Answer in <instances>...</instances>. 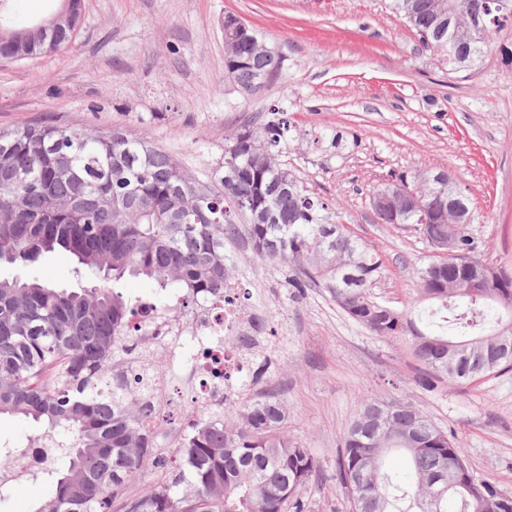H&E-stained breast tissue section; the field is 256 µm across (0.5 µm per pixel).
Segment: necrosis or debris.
<instances>
[{
	"label": "necrosis or debris",
	"mask_w": 512,
	"mask_h": 512,
	"mask_svg": "<svg viewBox=\"0 0 512 512\" xmlns=\"http://www.w3.org/2000/svg\"><path fill=\"white\" fill-rule=\"evenodd\" d=\"M239 293V282L229 280L223 301L199 297L193 309L171 315L142 338L166 352L170 370L189 367L188 386L211 406L243 396V376L262 355L257 313L241 303ZM246 333L253 338L247 350L239 345Z\"/></svg>",
	"instance_id": "1"
}]
</instances>
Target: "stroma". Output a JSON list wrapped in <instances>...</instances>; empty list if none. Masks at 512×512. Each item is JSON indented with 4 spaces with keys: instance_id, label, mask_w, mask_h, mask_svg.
I'll return each mask as SVG.
<instances>
[{
    "instance_id": "stroma-1",
    "label": "stroma",
    "mask_w": 512,
    "mask_h": 512,
    "mask_svg": "<svg viewBox=\"0 0 512 512\" xmlns=\"http://www.w3.org/2000/svg\"><path fill=\"white\" fill-rule=\"evenodd\" d=\"M257 29L283 57L263 94L244 97L224 76L226 14ZM454 69L426 51L392 0H82L72 43L32 60H0V129L34 124L115 127L150 138L200 178L215 174L251 116L283 111L288 170L382 263L373 293L407 303L432 250L418 233L380 223L374 186L390 174L444 169L468 200L477 259L512 268V79L502 48ZM232 274L273 313L270 378L290 438L320 460L304 512H349L337 456L362 402L411 404L452 433L477 481L512 497V369L463 384H418L403 342L351 320L322 288L295 296L289 270L230 244ZM71 257L48 254L1 277L79 288Z\"/></svg>"
}]
</instances>
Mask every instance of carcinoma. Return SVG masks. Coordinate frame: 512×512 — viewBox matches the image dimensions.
Here are the masks:
<instances>
[{"label": "carcinoma", "mask_w": 512, "mask_h": 512, "mask_svg": "<svg viewBox=\"0 0 512 512\" xmlns=\"http://www.w3.org/2000/svg\"><path fill=\"white\" fill-rule=\"evenodd\" d=\"M461 6L466 26L443 22ZM426 50L452 67L473 65L490 34L512 23V0H393ZM29 30L28 49L0 41V59L26 60L68 46L76 26ZM283 63L254 29L224 44V74L246 96L261 94V76ZM287 120L241 127L224 148L215 181L189 174L151 140L114 128L54 124L12 129L0 140V264L27 265L48 253L73 258L78 274L97 282L58 288L22 277L0 278V418L43 424L52 452L65 451L47 479L51 496L31 512H303L301 492L320 472L304 443L288 437V410L276 389L199 402L169 443L161 411L148 400L154 371L129 355L138 333L170 297L175 313L200 294L219 298L232 259L224 242L246 236L260 260L291 265L296 288H324L354 321L380 337L402 339L427 371L422 388L443 376L465 382L512 367V272L496 267L504 298L450 288L472 257L462 231L460 256L417 271V296L394 308L372 288L381 263L335 221L328 205L278 159ZM424 209L376 210L384 224H410L431 246L442 235L445 199L435 186L399 177ZM143 277L163 294L132 301L125 277ZM172 447L173 452L166 451ZM401 452L412 483L402 487L384 466ZM464 457L453 436L408 403L365 401L337 459V478L351 512H512V498L485 482L486 498L468 490L470 469L443 490L452 461ZM153 471L152 491L132 482Z\"/></svg>", "instance_id": "obj_1"}]
</instances>
